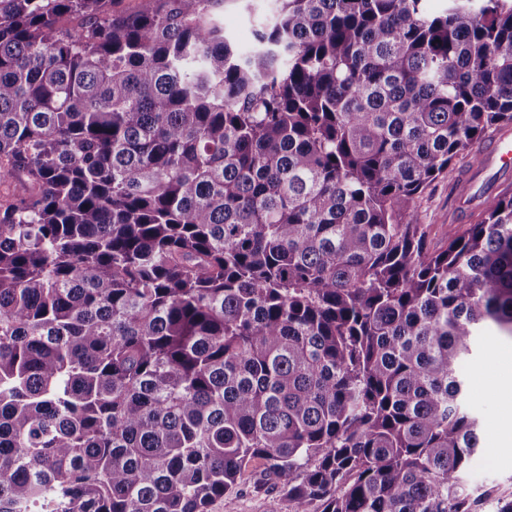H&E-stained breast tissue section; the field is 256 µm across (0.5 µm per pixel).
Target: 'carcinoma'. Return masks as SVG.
I'll return each instance as SVG.
<instances>
[{
  "instance_id": "carcinoma-1",
  "label": "carcinoma",
  "mask_w": 512,
  "mask_h": 512,
  "mask_svg": "<svg viewBox=\"0 0 512 512\" xmlns=\"http://www.w3.org/2000/svg\"><path fill=\"white\" fill-rule=\"evenodd\" d=\"M0 0V512H206L260 458L315 512H512L465 482L512 194L422 188L512 124V0ZM67 16L81 18L73 28ZM275 4L271 0L239 2L224 8V30L230 33L241 47L253 41V29L272 22ZM471 156L457 158L448 167V171L428 184L419 195L416 206L422 224H433L430 245L433 248L444 246L448 230L460 229L469 224L470 220L453 222L448 211L454 208L456 193L450 195L455 181L462 170L469 168Z\"/></svg>"
}]
</instances>
